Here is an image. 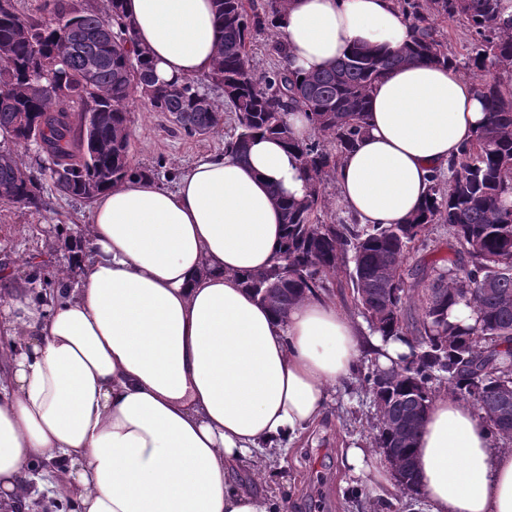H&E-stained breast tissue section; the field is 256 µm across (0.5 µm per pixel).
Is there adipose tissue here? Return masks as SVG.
Masks as SVG:
<instances>
[{"label":"adipose tissue","mask_w":512,"mask_h":512,"mask_svg":"<svg viewBox=\"0 0 512 512\" xmlns=\"http://www.w3.org/2000/svg\"><path fill=\"white\" fill-rule=\"evenodd\" d=\"M124 8L160 79L212 69V0ZM280 37L301 77L356 47L397 50L414 30L398 0H287ZM485 118L463 63L389 71L336 168L344 210L361 225L402 222ZM307 190L296 151L265 136L248 161L199 158L175 188L133 177L93 197L72 235L65 302L48 309L23 282L0 298V332L17 345L0 352L1 501H16L31 464L61 458L81 512H272L270 492L235 487L232 474L318 422L365 357L387 368L409 351L330 294L281 317L242 286L283 245L277 198ZM413 457L429 512H512V448L471 402L436 393ZM343 465L373 497L400 492L368 449L348 446Z\"/></svg>","instance_id":"1"}]
</instances>
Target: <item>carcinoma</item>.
I'll list each match as a JSON object with an SVG mask.
<instances>
[{"label":"carcinoma","mask_w":512,"mask_h":512,"mask_svg":"<svg viewBox=\"0 0 512 512\" xmlns=\"http://www.w3.org/2000/svg\"><path fill=\"white\" fill-rule=\"evenodd\" d=\"M72 2L44 0L34 16L20 12L16 0H0V49L9 55V66L0 70V203L41 211L44 176L60 194L89 201L132 174H155L130 160L128 107L138 92L146 91L149 111L168 116L187 137L218 128L227 106L236 116L229 146L240 159H247L255 136L274 135L297 149L308 180L302 199L280 200V255L266 271L243 275L244 287L257 296L269 293L279 313L309 293L329 290L343 274L369 327L410 344L390 378L381 377L373 359L363 373L383 408L374 446L390 449L400 463L405 494L418 493L412 445L419 426L397 437L390 424L430 403L434 384L445 382L450 393L473 402L494 440H512V103L478 78L485 123L448 171L434 173L423 208L404 222L361 226L321 218L330 205L325 185L365 130L372 86L411 61L448 62L439 20L467 23L470 59L479 68L512 63V31L499 23L502 0H400L414 24L413 42L394 52L355 48L303 78L284 62L262 73L251 64L253 35H277L285 0H266L260 11L254 0H213L220 51L212 71L172 82L158 81L149 55L135 46L124 0H112L109 16L74 12ZM214 81L223 85L222 104L205 90ZM41 82L65 86L73 105L38 89ZM294 108L307 113L313 129L302 142L285 120ZM17 146L33 147L40 163L27 162ZM433 224L452 231L454 258L408 268V256L427 245ZM29 282L54 305L55 273L31 261ZM420 286L421 314L408 324L404 306ZM460 303L473 309L474 324L453 319L452 307Z\"/></svg>","instance_id":"cac0c4a2"}]
</instances>
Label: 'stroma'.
I'll return each mask as SVG.
<instances>
[{"label":"stroma","mask_w":512,"mask_h":512,"mask_svg":"<svg viewBox=\"0 0 512 512\" xmlns=\"http://www.w3.org/2000/svg\"><path fill=\"white\" fill-rule=\"evenodd\" d=\"M131 153L135 165L158 167L157 180L172 188L198 158L220 154L235 126L233 114H226L222 127L203 137L188 138L176 133L163 114L148 111L142 98L129 105ZM47 207L34 211L20 205L0 204V266L23 279L27 261L40 254L53 269L67 263L64 238L57 236L58 224L83 223L88 206L60 195L50 179L42 181ZM378 423L377 409L369 386L354 379L337 389L324 415L322 425L291 445L284 468L265 463L249 464L237 481L254 487L267 486L286 512H378V499L372 498L365 483L349 478L343 469L341 443H355L370 451Z\"/></svg>","instance_id":"stroma-1"}]
</instances>
